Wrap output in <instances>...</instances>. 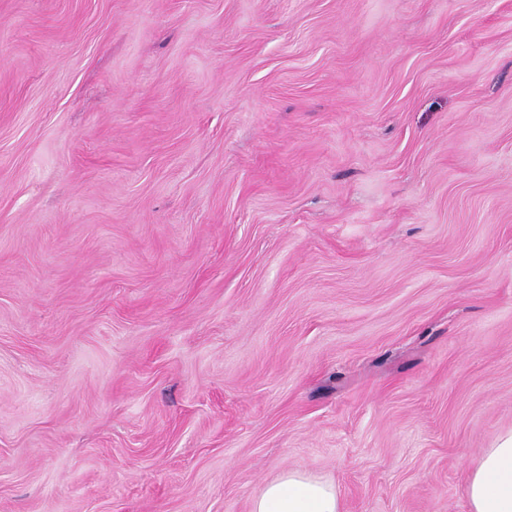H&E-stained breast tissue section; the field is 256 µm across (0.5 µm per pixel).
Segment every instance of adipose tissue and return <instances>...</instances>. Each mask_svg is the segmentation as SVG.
<instances>
[{"label": "adipose tissue", "mask_w": 512, "mask_h": 512, "mask_svg": "<svg viewBox=\"0 0 512 512\" xmlns=\"http://www.w3.org/2000/svg\"><path fill=\"white\" fill-rule=\"evenodd\" d=\"M469 512H512V432L486 449L467 475ZM251 512H341L334 483L290 470L268 483Z\"/></svg>", "instance_id": "ef3b65f1"}]
</instances>
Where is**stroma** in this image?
<instances>
[{
	"label": "stroma",
	"mask_w": 512,
	"mask_h": 512,
	"mask_svg": "<svg viewBox=\"0 0 512 512\" xmlns=\"http://www.w3.org/2000/svg\"><path fill=\"white\" fill-rule=\"evenodd\" d=\"M512 431V0H0V512H469ZM251 512H341V505L334 483L288 470L264 487Z\"/></svg>",
	"instance_id": "obj_1"
}]
</instances>
